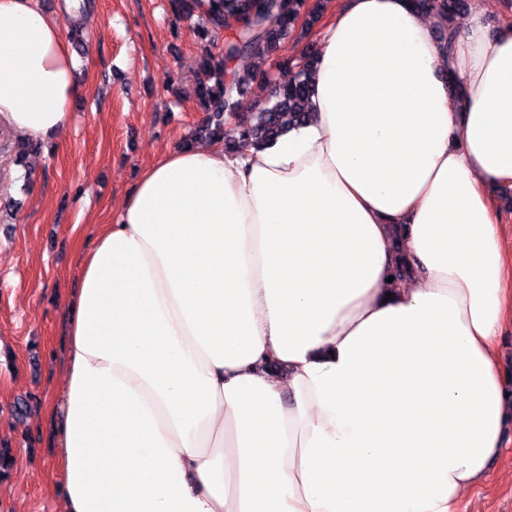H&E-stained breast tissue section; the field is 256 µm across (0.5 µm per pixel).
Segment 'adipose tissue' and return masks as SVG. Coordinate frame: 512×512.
Returning a JSON list of instances; mask_svg holds the SVG:
<instances>
[{
  "label": "adipose tissue",
  "instance_id": "obj_1",
  "mask_svg": "<svg viewBox=\"0 0 512 512\" xmlns=\"http://www.w3.org/2000/svg\"><path fill=\"white\" fill-rule=\"evenodd\" d=\"M442 23L335 0L306 122L139 170L65 303L58 512H466L512 441V23ZM61 25L0 0V125L49 147Z\"/></svg>",
  "mask_w": 512,
  "mask_h": 512
}]
</instances>
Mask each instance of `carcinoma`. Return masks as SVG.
Returning a JSON list of instances; mask_svg holds the SVG:
<instances>
[{"label": "carcinoma", "mask_w": 512, "mask_h": 512, "mask_svg": "<svg viewBox=\"0 0 512 512\" xmlns=\"http://www.w3.org/2000/svg\"><path fill=\"white\" fill-rule=\"evenodd\" d=\"M175 11L187 17L199 14L201 24L194 27L200 39L224 29V22L234 18L240 26L224 42V52L214 55L205 50L196 60L200 73L193 89L208 113V134L224 139L232 148L244 140L257 148L272 145L287 131V123L303 122L310 117L308 100L311 89L309 72L316 57L304 53L299 57L282 54L284 43L298 29V21L307 13L308 0H172ZM425 12L443 15L448 24L441 32L447 50L455 42L454 19L467 7L466 0H415ZM255 57L276 64L281 79L275 92L259 111L248 117L236 115L234 127L226 129L224 113L237 111L239 97L254 84H262L266 71L242 70L237 62L242 57Z\"/></svg>", "instance_id": "obj_1"}]
</instances>
